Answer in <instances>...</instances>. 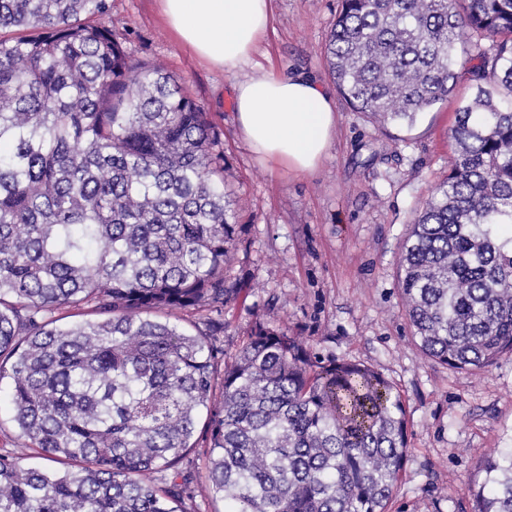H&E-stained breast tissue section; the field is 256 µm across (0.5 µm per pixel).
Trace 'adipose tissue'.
I'll use <instances>...</instances> for the list:
<instances>
[{"instance_id": "1", "label": "adipose tissue", "mask_w": 512, "mask_h": 512, "mask_svg": "<svg viewBox=\"0 0 512 512\" xmlns=\"http://www.w3.org/2000/svg\"><path fill=\"white\" fill-rule=\"evenodd\" d=\"M170 28L214 67L249 62L269 25L268 0H160ZM240 132L260 159L309 173L326 157L336 113L317 83L261 74L236 90Z\"/></svg>"}]
</instances>
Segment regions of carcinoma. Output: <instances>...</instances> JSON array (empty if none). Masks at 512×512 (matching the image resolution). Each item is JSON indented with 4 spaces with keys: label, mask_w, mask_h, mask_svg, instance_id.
I'll use <instances>...</instances> for the list:
<instances>
[{
    "label": "carcinoma",
    "mask_w": 512,
    "mask_h": 512,
    "mask_svg": "<svg viewBox=\"0 0 512 512\" xmlns=\"http://www.w3.org/2000/svg\"><path fill=\"white\" fill-rule=\"evenodd\" d=\"M109 12L0 0V379L22 439L0 456V512H183L185 485L150 475L180 463L204 411L224 512H386L406 454L388 380L261 320L219 376L209 334L163 316L238 293L237 214L207 113L131 57ZM325 54L382 127L414 126L467 77L398 286L430 359L482 371L511 356L512 0H340ZM62 308L96 318L58 326ZM31 448L65 468L23 467ZM483 470L472 512H512V447Z\"/></svg>",
    "instance_id": "cac0c4a2"
}]
</instances>
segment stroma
Masks as SVG:
<instances>
[{
  "label": "stroma",
  "mask_w": 512,
  "mask_h": 512,
  "mask_svg": "<svg viewBox=\"0 0 512 512\" xmlns=\"http://www.w3.org/2000/svg\"><path fill=\"white\" fill-rule=\"evenodd\" d=\"M337 0H269L266 36L250 62L213 68L168 29L159 0H111L107 23L133 59L163 61L186 79L224 147V179L240 226L226 276L240 289L222 311L173 309L171 321L209 333L232 358L255 321L281 328L322 360L360 363L402 396L407 457L386 512H471L469 484L483 459L512 447V356L470 372L432 361L419 349L398 287L405 238L448 173V132L457 95L419 116L412 128H382L355 111L329 75L325 43ZM302 73L329 93L336 130L327 158L296 174L265 164L236 120L239 84L260 74ZM195 446L154 484L188 480L184 512H224L209 490L208 442Z\"/></svg>",
  "instance_id": "stroma-1"
}]
</instances>
